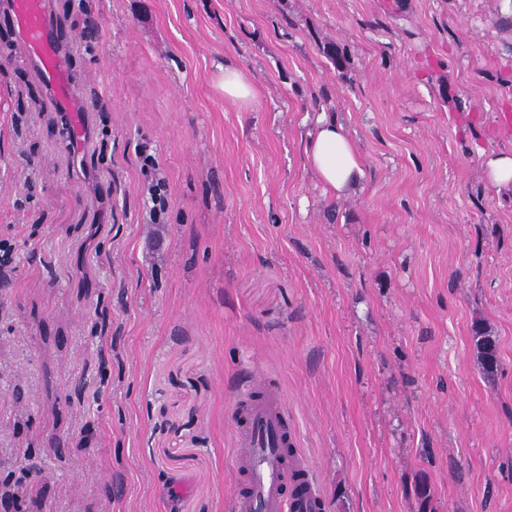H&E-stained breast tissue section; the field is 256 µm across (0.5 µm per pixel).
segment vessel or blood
Listing matches in <instances>:
<instances>
[{"mask_svg":"<svg viewBox=\"0 0 512 512\" xmlns=\"http://www.w3.org/2000/svg\"><path fill=\"white\" fill-rule=\"evenodd\" d=\"M9 8L31 64L53 90L57 104L74 113L75 128H82V109L66 76L63 51L43 0H9ZM235 423L233 464L242 486L231 497V512H309L316 487L307 459L288 432L281 392L241 395L235 404Z\"/></svg>","mask_w":512,"mask_h":512,"instance_id":"1","label":"vessel or blood"}]
</instances>
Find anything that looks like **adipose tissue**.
<instances>
[{
	"instance_id": "ef3b65f1",
	"label": "adipose tissue",
	"mask_w": 512,
	"mask_h": 512,
	"mask_svg": "<svg viewBox=\"0 0 512 512\" xmlns=\"http://www.w3.org/2000/svg\"><path fill=\"white\" fill-rule=\"evenodd\" d=\"M305 163L325 191L342 197L362 174L361 159L347 128L335 117L320 115L305 147Z\"/></svg>"
}]
</instances>
